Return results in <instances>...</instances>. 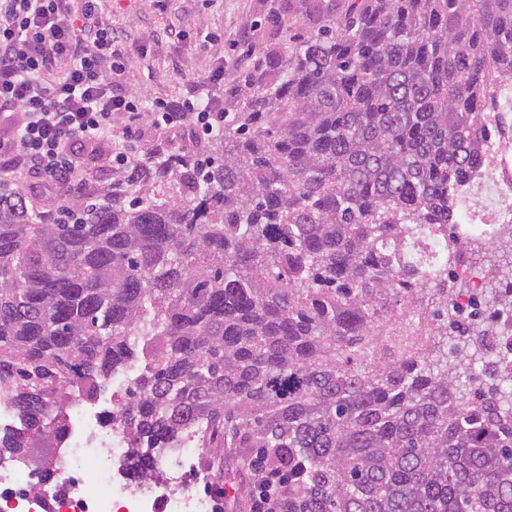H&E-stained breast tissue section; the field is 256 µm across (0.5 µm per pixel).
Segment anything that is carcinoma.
Segmentation results:
<instances>
[{
	"instance_id": "carcinoma-1",
	"label": "carcinoma",
	"mask_w": 512,
	"mask_h": 512,
	"mask_svg": "<svg viewBox=\"0 0 512 512\" xmlns=\"http://www.w3.org/2000/svg\"><path fill=\"white\" fill-rule=\"evenodd\" d=\"M512 72V0H348L276 58L189 193L80 200L52 224L0 184V459L53 469L66 404L139 364L109 421L129 474L201 426L283 465L293 512H512V374L448 309L468 178ZM485 304L512 311V244Z\"/></svg>"
}]
</instances>
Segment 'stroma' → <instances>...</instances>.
I'll use <instances>...</instances> for the list:
<instances>
[{
	"mask_svg": "<svg viewBox=\"0 0 512 512\" xmlns=\"http://www.w3.org/2000/svg\"><path fill=\"white\" fill-rule=\"evenodd\" d=\"M305 12L304 0H212L208 6L201 0H177L165 15L152 12L147 0H102L100 15L103 23L128 38L127 90L172 100L185 91L182 74L204 75L219 62L224 65L225 86H237L243 71L235 61L249 47L258 77L270 79L271 60L284 55L311 28ZM168 25L187 31V39L148 42L149 34ZM201 28L220 33V41L202 46L197 37ZM240 30L247 33V42L230 48L226 34ZM224 473L230 485L224 490L223 512H249V498L237 494L238 488L251 483L246 449H225Z\"/></svg>",
	"mask_w": 512,
	"mask_h": 512,
	"instance_id": "1",
	"label": "stroma"
}]
</instances>
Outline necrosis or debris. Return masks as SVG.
<instances>
[{"label":"necrosis or debris","instance_id":"4bbe7bcc","mask_svg":"<svg viewBox=\"0 0 512 512\" xmlns=\"http://www.w3.org/2000/svg\"><path fill=\"white\" fill-rule=\"evenodd\" d=\"M485 148L488 162L470 189L491 223L511 224L512 131L490 124ZM128 451L104 409L76 408L51 479L0 460V512H216L215 496L203 490L210 476L197 462V429L186 431L174 456L158 459L159 475L148 482L123 471Z\"/></svg>","mask_w":512,"mask_h":512}]
</instances>
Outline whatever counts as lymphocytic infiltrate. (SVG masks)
<instances>
[{"label": "lymphocytic infiltrate", "mask_w": 512, "mask_h": 512, "mask_svg": "<svg viewBox=\"0 0 512 512\" xmlns=\"http://www.w3.org/2000/svg\"><path fill=\"white\" fill-rule=\"evenodd\" d=\"M100 0H0V182L49 202L63 221L73 201L140 200L166 172L172 143L223 130L224 68L187 79L183 97L147 100L124 87L125 48L99 21ZM157 137L144 139L143 123ZM105 152L108 182L93 188L84 156ZM250 512H288V477L253 460Z\"/></svg>", "instance_id": "obj_1"}]
</instances>
